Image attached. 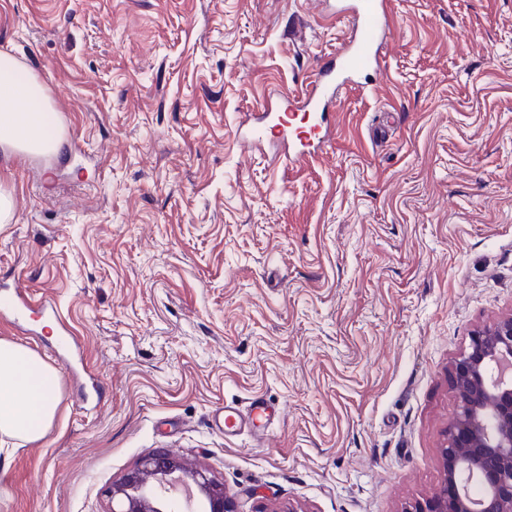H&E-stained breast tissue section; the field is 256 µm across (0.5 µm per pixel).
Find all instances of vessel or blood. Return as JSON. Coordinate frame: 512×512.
Segmentation results:
<instances>
[{
  "mask_svg": "<svg viewBox=\"0 0 512 512\" xmlns=\"http://www.w3.org/2000/svg\"><path fill=\"white\" fill-rule=\"evenodd\" d=\"M333 15L349 19L351 31L336 54L319 68L297 111L267 110L248 126L247 138L257 146L284 147L290 159L305 161L322 151L334 134L331 107L344 88L365 84L381 66L380 48L393 16L390 0H325ZM52 304L34 299L19 288L0 290V319L17 320L22 314L53 313ZM279 416L275 404L252 398L245 408L225 406L216 427L225 435L248 432L263 438Z\"/></svg>",
  "mask_w": 512,
  "mask_h": 512,
  "instance_id": "obj_1",
  "label": "vessel or blood"
}]
</instances>
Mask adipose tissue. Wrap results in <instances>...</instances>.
<instances>
[{
    "instance_id": "adipose-tissue-1",
    "label": "adipose tissue",
    "mask_w": 512,
    "mask_h": 512,
    "mask_svg": "<svg viewBox=\"0 0 512 512\" xmlns=\"http://www.w3.org/2000/svg\"><path fill=\"white\" fill-rule=\"evenodd\" d=\"M57 150L43 86L8 52H0V145ZM61 373L33 351L0 340V440L33 442L56 416Z\"/></svg>"
}]
</instances>
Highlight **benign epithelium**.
<instances>
[{
  "label": "benign epithelium",
  "mask_w": 512,
  "mask_h": 512,
  "mask_svg": "<svg viewBox=\"0 0 512 512\" xmlns=\"http://www.w3.org/2000/svg\"><path fill=\"white\" fill-rule=\"evenodd\" d=\"M458 412L441 448L444 482L405 512H512V314L478 327L450 365ZM182 488L205 512H237L224 484L166 452L144 458L108 489L110 512H181L155 486Z\"/></svg>",
  "instance_id": "7a95c632"
}]
</instances>
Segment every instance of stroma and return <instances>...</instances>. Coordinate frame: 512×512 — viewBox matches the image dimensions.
<instances>
[{
  "mask_svg": "<svg viewBox=\"0 0 512 512\" xmlns=\"http://www.w3.org/2000/svg\"><path fill=\"white\" fill-rule=\"evenodd\" d=\"M368 88L306 165L239 136L297 99L351 23L321 0H0V52L66 141L0 149V282L50 300L0 326L60 369L57 417L0 444V512H109L153 452L237 512H405L439 491L448 366L512 313V0H391ZM100 379L80 403L58 322ZM280 409L264 443L227 403ZM279 416V409L262 396H255L244 410L236 406L224 405L217 415L216 428L225 436H235L247 431L257 439H262L269 425Z\"/></svg>",
  "mask_w": 512,
  "mask_h": 512,
  "instance_id": "obj_1",
  "label": "stroma"
}]
</instances>
